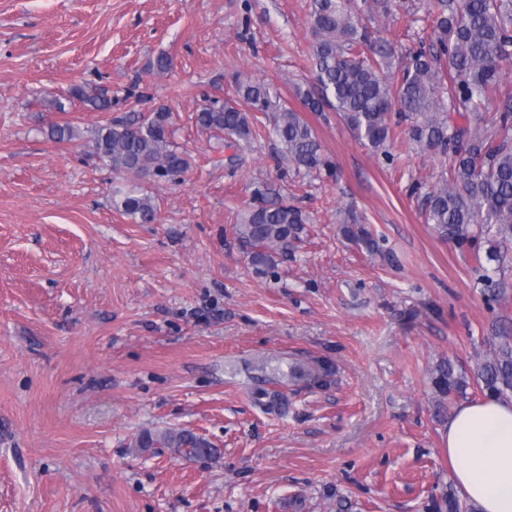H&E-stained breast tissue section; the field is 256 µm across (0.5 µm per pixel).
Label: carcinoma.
<instances>
[{"instance_id": "cac0c4a2", "label": "carcinoma", "mask_w": 512, "mask_h": 512, "mask_svg": "<svg viewBox=\"0 0 512 512\" xmlns=\"http://www.w3.org/2000/svg\"><path fill=\"white\" fill-rule=\"evenodd\" d=\"M395 0H314L310 24L314 84L298 91L311 112L329 107L339 112L357 138L375 151L397 138L396 128L410 121L409 137L433 154H452L449 177L427 194L426 220L444 240L486 248L485 258L502 271L512 243V95H499L512 76V0H426L434 30L429 47L395 61L396 48L374 26L388 15ZM243 101H217L201 107L196 124L232 147L253 139L251 114L269 121L280 145L281 160L303 176H319L330 161L314 128L302 113L285 103L270 84L235 76ZM71 97L96 112L112 111V99L89 85L70 89ZM494 108H489V105ZM398 107L399 122L392 121ZM497 113L488 120L484 113ZM466 120L459 125L453 114ZM58 141L82 138L74 125L48 123ZM172 112L159 106L148 112L99 123L88 130L87 147L124 186L113 190L112 207L135 222L155 221L157 208L143 192L146 180L177 183L190 168L187 151L173 142ZM257 204L235 225L237 240L258 276L276 273L294 243L301 240L306 216L269 188L253 190ZM343 235L374 249L368 230L346 223ZM485 395H512V334L502 331L479 366ZM440 395L466 394L467 381L452 363L435 370ZM159 445L189 457L214 458L218 449L207 438L187 430L143 432L138 448ZM448 512H479L448 487Z\"/></svg>"}]
</instances>
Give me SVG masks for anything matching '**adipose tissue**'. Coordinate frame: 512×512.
Wrapping results in <instances>:
<instances>
[{"label": "adipose tissue", "mask_w": 512, "mask_h": 512, "mask_svg": "<svg viewBox=\"0 0 512 512\" xmlns=\"http://www.w3.org/2000/svg\"><path fill=\"white\" fill-rule=\"evenodd\" d=\"M448 463L481 512H512V399L465 402L447 423Z\"/></svg>", "instance_id": "adipose-tissue-1"}]
</instances>
